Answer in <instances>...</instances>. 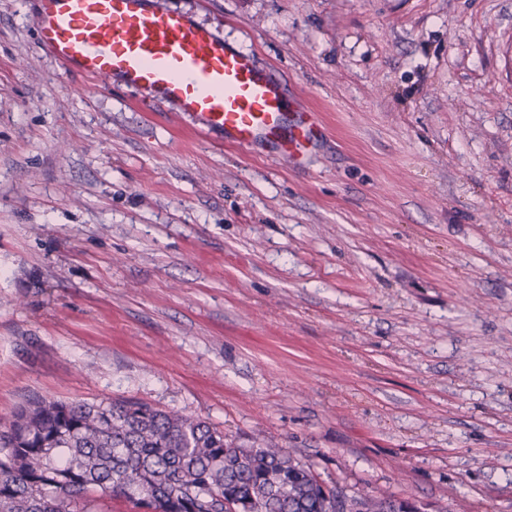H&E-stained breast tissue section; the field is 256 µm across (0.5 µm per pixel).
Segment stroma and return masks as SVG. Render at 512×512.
<instances>
[{
    "instance_id": "stroma-1",
    "label": "stroma",
    "mask_w": 512,
    "mask_h": 512,
    "mask_svg": "<svg viewBox=\"0 0 512 512\" xmlns=\"http://www.w3.org/2000/svg\"><path fill=\"white\" fill-rule=\"evenodd\" d=\"M327 129L245 152L0 0V424L134 397L420 512H512V0H162Z\"/></svg>"
}]
</instances>
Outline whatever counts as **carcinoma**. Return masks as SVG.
<instances>
[{"label":"carcinoma","instance_id":"carcinoma-1","mask_svg":"<svg viewBox=\"0 0 512 512\" xmlns=\"http://www.w3.org/2000/svg\"><path fill=\"white\" fill-rule=\"evenodd\" d=\"M143 512H392L327 487L277 443L246 446L133 398L28 399L0 425V512H92L97 495Z\"/></svg>","mask_w":512,"mask_h":512}]
</instances>
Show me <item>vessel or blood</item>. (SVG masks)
I'll return each mask as SVG.
<instances>
[{
  "mask_svg": "<svg viewBox=\"0 0 512 512\" xmlns=\"http://www.w3.org/2000/svg\"><path fill=\"white\" fill-rule=\"evenodd\" d=\"M33 27L55 61L98 88L142 92L237 149L264 143L292 164L323 134L272 68L160 0H39Z\"/></svg>",
  "mask_w": 512,
  "mask_h": 512,
  "instance_id": "obj_1",
  "label": "vessel or blood"
}]
</instances>
